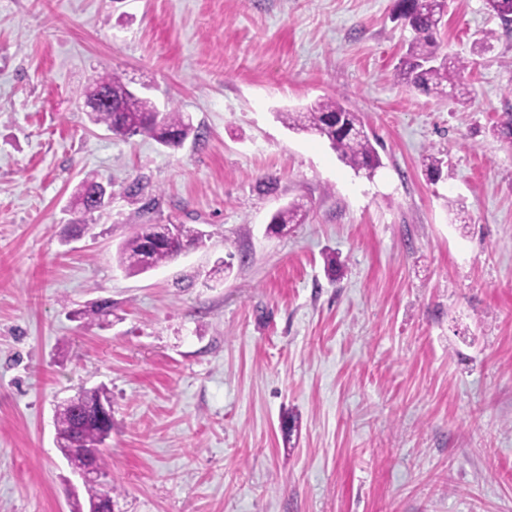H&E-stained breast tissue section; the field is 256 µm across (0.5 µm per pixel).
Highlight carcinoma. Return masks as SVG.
Returning a JSON list of instances; mask_svg holds the SVG:
<instances>
[{
	"label": "carcinoma",
	"mask_w": 512,
	"mask_h": 512,
	"mask_svg": "<svg viewBox=\"0 0 512 512\" xmlns=\"http://www.w3.org/2000/svg\"><path fill=\"white\" fill-rule=\"evenodd\" d=\"M489 13L504 23H512V0H485ZM448 0H404L401 18L415 33L406 52L394 68V80L426 93L446 96L453 94L464 101L465 93L460 88L461 72L467 61L457 56L438 52L435 35L447 14ZM100 88L112 95L113 101L122 105V111L108 109L95 113L93 120L106 125L116 137L144 135L155 142L173 148L192 137L199 140L201 134L184 113L170 109L163 121L153 117L154 103L145 96L135 95L120 77L101 75L94 80ZM280 121L296 132L314 134L329 142L338 158L353 170L373 171L381 166V159L365 131L357 113L348 110L338 98H320L304 110L278 113ZM305 218L303 206L290 202L271 217V228L283 231L290 224H301ZM153 225L142 224L118 247L117 263L127 274L138 275L159 265L175 261L188 246L198 247L204 243L206 234L188 224L176 226L174 236L158 246L150 245ZM111 397L103 387L84 388L75 395L61 401L55 409L57 442L66 444L75 441L84 448H104L112 427L103 428L88 420L87 413L100 401ZM100 479L84 485L88 509L94 503L109 501L116 490L108 480V464L105 454L97 458Z\"/></svg>",
	"instance_id": "carcinoma-1"
}]
</instances>
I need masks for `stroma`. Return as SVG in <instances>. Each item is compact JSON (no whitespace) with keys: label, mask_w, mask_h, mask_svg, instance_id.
Here are the masks:
<instances>
[{"label":"stroma","mask_w":512,"mask_h":512,"mask_svg":"<svg viewBox=\"0 0 512 512\" xmlns=\"http://www.w3.org/2000/svg\"><path fill=\"white\" fill-rule=\"evenodd\" d=\"M394 6L0 0V512L85 501L53 415L100 385L115 512H512V26L448 0L462 106L394 82ZM105 72L202 140L92 124ZM327 97L376 137L373 175L276 117ZM87 176L112 199L77 233ZM291 200L305 222L270 231ZM140 224L209 238L129 276Z\"/></svg>","instance_id":"1"}]
</instances>
